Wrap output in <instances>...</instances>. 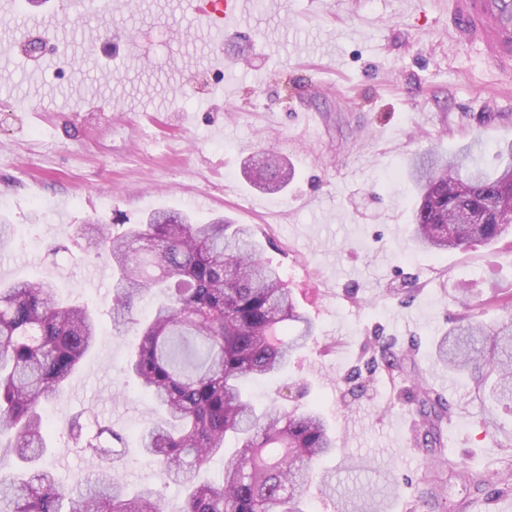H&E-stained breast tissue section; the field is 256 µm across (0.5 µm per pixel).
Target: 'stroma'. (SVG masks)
I'll list each match as a JSON object with an SVG mask.
<instances>
[{"label":"stroma","instance_id":"obj_1","mask_svg":"<svg viewBox=\"0 0 512 512\" xmlns=\"http://www.w3.org/2000/svg\"><path fill=\"white\" fill-rule=\"evenodd\" d=\"M40 17L46 50L12 54L10 37ZM90 99L108 119L89 130L76 110ZM508 142L512 78L449 31L448 0H256L217 32L182 0H103L84 15L67 0H0V218L15 231L0 282L55 281L101 321L97 346L45 407L56 422L47 466L64 477L88 470L67 432L76 416L87 431L123 434L131 489L160 488L165 512L181 506V487L162 485L139 451L161 415L121 371L133 342L112 327L111 268L74 247L88 219L120 231L162 206L251 225L315 323L286 371L254 389L262 401L317 407L336 435L335 454L314 468L308 512H512V491L492 487L512 478V409L435 362L464 303L512 289V233L439 254L410 242L413 159L470 145L497 172ZM263 149L294 172L281 192L246 178ZM463 281L475 285L466 299ZM377 331L413 349L420 376L363 371L354 392L349 376ZM423 383L452 405L445 455L481 467L489 487L467 489L447 472L444 492L429 496L434 454L414 444ZM360 481L369 493L355 492Z\"/></svg>","mask_w":512,"mask_h":512}]
</instances>
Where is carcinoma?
<instances>
[{"label": "carcinoma", "instance_id": "cac0c4a2", "mask_svg": "<svg viewBox=\"0 0 512 512\" xmlns=\"http://www.w3.org/2000/svg\"><path fill=\"white\" fill-rule=\"evenodd\" d=\"M291 176L274 153L252 159L250 177L266 192L282 191ZM411 176L420 195L412 234L419 248L464 250L512 225L511 164L489 176L472 153L445 160L426 152ZM79 239L112 259V325L137 336L124 371L164 416L144 431L141 447L166 479L182 485L181 512H306L313 465L336 449L330 427L315 407L258 405L247 386L278 378L315 328L257 253L252 229L222 218L194 224L157 208L116 234L102 221L86 224ZM147 295L153 306L141 321L133 309ZM99 336L93 310L61 300L55 282L0 283V437L14 439L0 454V512H164L155 488L132 493L108 467L123 444L110 428L86 442L94 478L65 482L34 466L48 448L42 406L60 397ZM375 341L370 370L393 381L408 374L413 353ZM436 348L452 370L495 376L497 400L512 407V322L486 327L466 314ZM421 392L423 446L434 447L442 444L449 408L431 389ZM230 438L238 447L228 455ZM215 459L221 480L196 484L193 471ZM447 469L476 489L487 482L481 469L445 456L431 464L428 481L438 485Z\"/></svg>", "mask_w": 512, "mask_h": 512}]
</instances>
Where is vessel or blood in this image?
Segmentation results:
<instances>
[{"label": "vessel or blood", "instance_id": "1", "mask_svg": "<svg viewBox=\"0 0 512 512\" xmlns=\"http://www.w3.org/2000/svg\"><path fill=\"white\" fill-rule=\"evenodd\" d=\"M248 0H212L190 8L201 24L223 29L246 11ZM448 26L480 45L486 59L504 75L512 74V0H448Z\"/></svg>", "mask_w": 512, "mask_h": 512}]
</instances>
